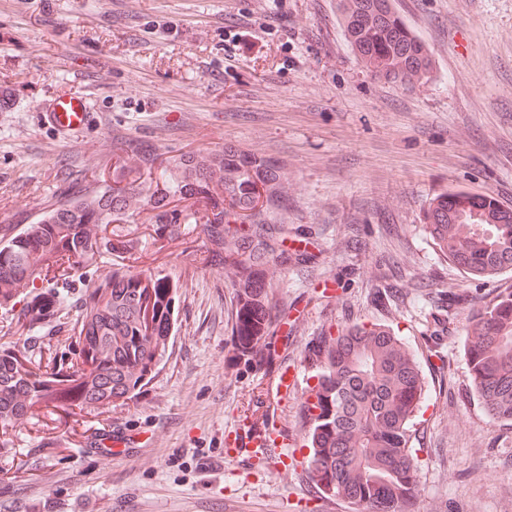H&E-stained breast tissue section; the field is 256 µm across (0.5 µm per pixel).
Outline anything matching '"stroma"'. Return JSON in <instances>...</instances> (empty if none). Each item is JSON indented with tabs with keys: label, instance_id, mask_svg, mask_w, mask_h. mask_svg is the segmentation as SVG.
Returning a JSON list of instances; mask_svg holds the SVG:
<instances>
[{
	"label": "stroma",
	"instance_id": "35a3bbf8",
	"mask_svg": "<svg viewBox=\"0 0 512 512\" xmlns=\"http://www.w3.org/2000/svg\"><path fill=\"white\" fill-rule=\"evenodd\" d=\"M337 3L0 0V225L104 189L119 142L159 164L231 145L282 164L286 195L267 219L306 255L270 278L274 321L244 342L250 283L204 263L201 225L158 237L145 195L130 198L126 254L38 283L66 295L38 343L73 352L82 293L129 255L179 285L160 370L105 411L38 405L19 420L0 449V512H351L308 478L299 395L271 389L286 366L310 383L319 339L361 322L388 326L421 364L413 512H512V424L471 393L463 352L467 315L512 292V270L468 277L422 221L453 189L512 205V0H394L434 61L416 87L362 67ZM59 91L96 113L68 141L37 118ZM271 417L288 435L281 463L239 454L240 426ZM124 429L135 446L95 447Z\"/></svg>",
	"mask_w": 512,
	"mask_h": 512
}]
</instances>
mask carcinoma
<instances>
[{
	"instance_id": "carcinoma-1",
	"label": "carcinoma",
	"mask_w": 512,
	"mask_h": 512,
	"mask_svg": "<svg viewBox=\"0 0 512 512\" xmlns=\"http://www.w3.org/2000/svg\"><path fill=\"white\" fill-rule=\"evenodd\" d=\"M342 25L358 60L374 75L414 86L430 77L432 59L396 11L393 0H339ZM112 184L53 204L21 228L0 226V308L13 310L38 279L66 275L103 251L126 249L102 226L121 220L129 196L142 185L150 154L140 143L118 147ZM163 187L147 199L158 230L200 224L210 262L234 275L283 264L274 253L255 198L284 196L279 166L226 147L203 156L166 160ZM184 203L179 208L174 201ZM438 251L472 278L512 269V222L491 192L458 189L436 195L424 213ZM63 296L37 294L17 313L29 332L51 325ZM178 285L115 262L80 299L75 360L42 363L36 345L0 349V428L7 429L40 404L107 408L149 384L162 361L177 313ZM261 301L246 305L239 332L266 321ZM470 391L491 420L512 423V292L470 315L464 326ZM315 383L305 388L301 413L308 427L307 469L315 486L354 512H407L418 494L413 418L424 396L414 351L390 328L343 326L315 350Z\"/></svg>"
}]
</instances>
